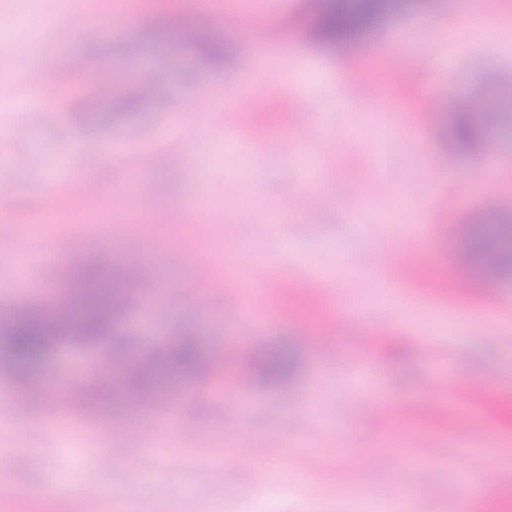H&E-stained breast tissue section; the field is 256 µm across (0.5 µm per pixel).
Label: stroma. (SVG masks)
Masks as SVG:
<instances>
[{"instance_id":"35a3bbf8","label":"stroma","mask_w":512,"mask_h":512,"mask_svg":"<svg viewBox=\"0 0 512 512\" xmlns=\"http://www.w3.org/2000/svg\"><path fill=\"white\" fill-rule=\"evenodd\" d=\"M255 2L127 0L116 12L64 0L26 28L25 0H0V25L53 52L60 73L43 100L19 55L0 49V103L21 104L0 110L12 163L0 174V320L62 296L63 280L41 283V257L136 262L151 299L130 308L125 340L142 349L189 331L209 359L156 409L90 413L60 400L30 406L22 426L0 422V512H349L401 492L419 466V512H457L460 463L499 490L466 512H512V276L484 282L458 254L486 202L512 217V115L464 152L445 151L439 127L451 99H512V87L486 88L512 73V0H498V27L479 37L462 0H421L335 50L310 37L311 0ZM95 17L105 30L88 43L79 32ZM168 21L222 30L223 67L176 38L140 43ZM393 50L408 69L385 65ZM113 78L128 90L154 80L155 96L119 127L77 118ZM360 78L380 93L348 105L343 86ZM258 93L266 113L226 128L225 113ZM289 138L316 154L313 169ZM88 176L96 193L69 196ZM303 187L325 198L319 222L291 210ZM114 219L132 225L135 251L99 232ZM401 247L412 251L404 275L366 272L365 256ZM257 265L267 283H252ZM242 296L260 320L238 313ZM278 343L301 364L272 387L252 355ZM363 393L413 413L347 422L338 405ZM108 448L120 454L105 464Z\"/></svg>"}]
</instances>
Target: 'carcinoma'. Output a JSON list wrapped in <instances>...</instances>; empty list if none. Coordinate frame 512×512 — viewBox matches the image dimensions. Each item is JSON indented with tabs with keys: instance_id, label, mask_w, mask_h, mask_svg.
Returning a JSON list of instances; mask_svg holds the SVG:
<instances>
[{
	"instance_id": "carcinoma-1",
	"label": "carcinoma",
	"mask_w": 512,
	"mask_h": 512,
	"mask_svg": "<svg viewBox=\"0 0 512 512\" xmlns=\"http://www.w3.org/2000/svg\"><path fill=\"white\" fill-rule=\"evenodd\" d=\"M416 5L417 0H318L314 38L330 49L351 45L380 29L392 15ZM198 47L212 64L224 63V39L201 37ZM154 93L150 82L126 98L100 99L89 111L95 112L107 104L112 111L102 116L118 125L130 116L129 109L150 100ZM453 112L454 122L446 144L455 152L471 149L488 138L501 119V113L494 108L485 112L483 119L476 120L465 103L453 104ZM464 249L484 279L495 281L511 274L512 220L499 214L490 216L489 223L466 236ZM128 285L120 272L109 278L97 263L80 266L68 283L63 308L26 307L14 312L0 327V363L24 381L49 352L65 344L99 346L110 342L116 351L125 350L126 345L117 336L129 303ZM205 362V355L193 338H179L129 357L122 372L112 375V381L99 378L85 385L82 394L93 406L105 409L114 398L116 385L125 398V406L134 410L162 397L177 381L197 379ZM260 367L266 381L283 384L295 378L298 355L288 345L273 346L263 353Z\"/></svg>"
}]
</instances>
